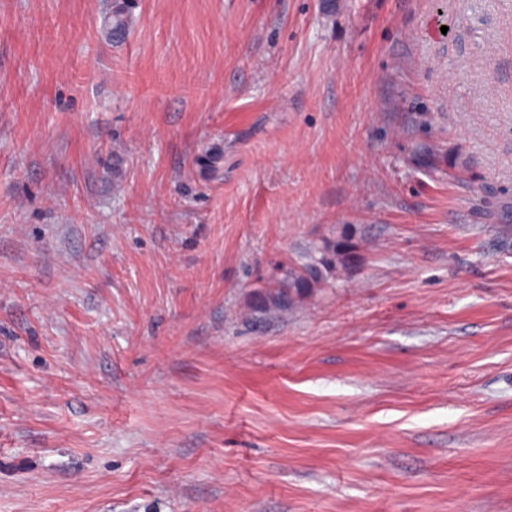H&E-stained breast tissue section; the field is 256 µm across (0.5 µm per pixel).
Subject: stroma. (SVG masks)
I'll return each instance as SVG.
<instances>
[{
    "label": "stroma",
    "instance_id": "obj_1",
    "mask_svg": "<svg viewBox=\"0 0 512 512\" xmlns=\"http://www.w3.org/2000/svg\"><path fill=\"white\" fill-rule=\"evenodd\" d=\"M111 3L0 0V512H512V0ZM134 0H113L112 10L104 18L103 27L109 40L118 44L128 36ZM352 254L347 240L328 241L300 266H278L280 278L273 279L272 285L258 294L255 309L264 315L288 312L298 299L325 279V273L334 271L338 263L352 260Z\"/></svg>",
    "mask_w": 512,
    "mask_h": 512
}]
</instances>
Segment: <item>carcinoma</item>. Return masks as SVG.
<instances>
[{
  "label": "carcinoma",
  "mask_w": 512,
  "mask_h": 512,
  "mask_svg": "<svg viewBox=\"0 0 512 512\" xmlns=\"http://www.w3.org/2000/svg\"><path fill=\"white\" fill-rule=\"evenodd\" d=\"M134 5V0H112V10L104 18L103 27L113 43L118 44L128 36ZM352 258L349 242L342 239L326 242L298 267L278 266L276 272L280 277L258 294L255 309L264 315L287 312L298 299L325 279V273L334 271L337 264H344Z\"/></svg>",
  "instance_id": "1"
}]
</instances>
